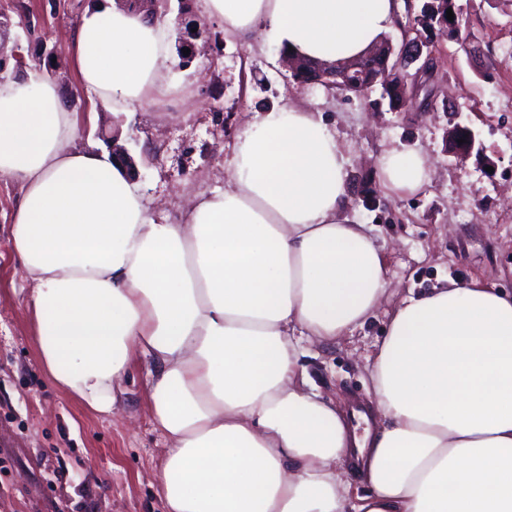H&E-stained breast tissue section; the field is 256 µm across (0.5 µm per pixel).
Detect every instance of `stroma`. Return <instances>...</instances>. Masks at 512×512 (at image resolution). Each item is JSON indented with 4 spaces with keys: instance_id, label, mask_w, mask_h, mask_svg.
<instances>
[{
    "instance_id": "35a3bbf8",
    "label": "stroma",
    "mask_w": 512,
    "mask_h": 512,
    "mask_svg": "<svg viewBox=\"0 0 512 512\" xmlns=\"http://www.w3.org/2000/svg\"><path fill=\"white\" fill-rule=\"evenodd\" d=\"M462 40L425 33L435 58L428 111H392L381 87L355 94L304 86L285 71L277 46L243 49L221 33L174 68L177 87L149 105L115 112L81 90L71 34L92 0H0L10 27L0 49L23 58L26 76L55 83L81 128L80 146L105 149L102 132L133 156L157 217L178 222L192 198L224 189L233 145L255 111L302 107L321 116L347 159L346 218L369 228L389 291L375 316L333 344L305 342L312 384L345 410L372 397L369 363L393 309L413 292L455 281L512 291V0H455ZM476 134L482 156L459 159L448 132ZM423 152L427 182L390 196L378 160L392 149ZM19 181L0 183V512H162L155 474L165 442L150 424L147 365L134 357L112 414H99L43 371L25 305L26 281L6 247Z\"/></svg>"
}]
</instances>
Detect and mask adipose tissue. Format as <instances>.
Masks as SVG:
<instances>
[{
  "label": "adipose tissue",
  "mask_w": 512,
  "mask_h": 512,
  "mask_svg": "<svg viewBox=\"0 0 512 512\" xmlns=\"http://www.w3.org/2000/svg\"><path fill=\"white\" fill-rule=\"evenodd\" d=\"M400 0H204L225 34L265 33L315 63L348 62L395 30ZM174 17L114 0L70 51L84 91L126 112L169 90ZM80 128L51 82L0 85V181L22 193L9 250L29 283L54 381L109 413L133 357L148 365L156 483L167 512H512V294L450 283L403 299L370 365L379 424L356 436L300 373L303 339L362 326L387 289L366 225L343 220L346 158L314 113H257L230 185L161 223L140 183ZM428 159L379 160L388 194ZM365 486L351 495L350 477Z\"/></svg>",
  "instance_id": "ef3b65f1"
}]
</instances>
